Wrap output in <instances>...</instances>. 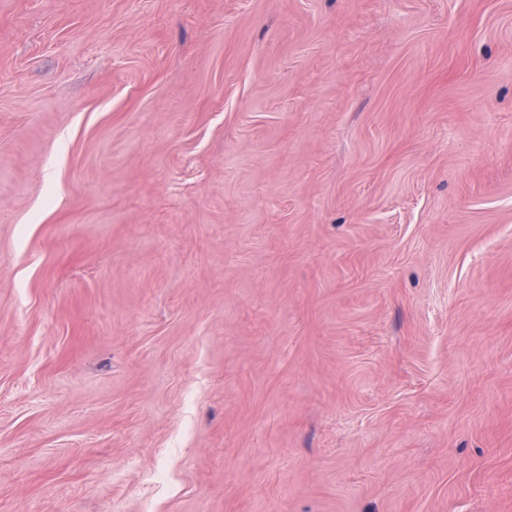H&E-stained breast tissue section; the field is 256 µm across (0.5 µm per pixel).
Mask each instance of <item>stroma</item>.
I'll return each instance as SVG.
<instances>
[{
	"label": "stroma",
	"mask_w": 512,
	"mask_h": 512,
	"mask_svg": "<svg viewBox=\"0 0 512 512\" xmlns=\"http://www.w3.org/2000/svg\"><path fill=\"white\" fill-rule=\"evenodd\" d=\"M0 512H512V0H0Z\"/></svg>",
	"instance_id": "stroma-1"
}]
</instances>
